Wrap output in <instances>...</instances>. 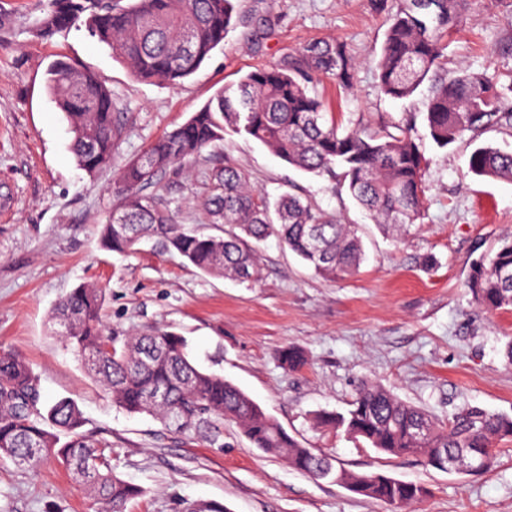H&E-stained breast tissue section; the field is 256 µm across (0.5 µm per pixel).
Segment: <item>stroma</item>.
Masks as SVG:
<instances>
[{
    "mask_svg": "<svg viewBox=\"0 0 512 512\" xmlns=\"http://www.w3.org/2000/svg\"><path fill=\"white\" fill-rule=\"evenodd\" d=\"M49 0H0V348L30 363L43 398L66 397L83 414V434L112 446V466L143 496L126 512H186L213 501L229 512H387L384 504L313 479L255 448L233 423L224 443L183 435L114 405L80 359L52 334L51 308L73 288L106 293L102 316L116 335L159 325L185 336L203 368L221 373L298 441L351 471L373 470L425 486L411 512H512V442L495 467L476 475L442 472L415 455L390 457L344 434L312 429L318 410L345 411L359 386L381 384L440 419L467 406L512 415V311L486 313L466 281L472 258L512 234V181L476 176V145L512 144V128L447 148L426 142L425 216L401 242L388 238L337 179L296 170L259 142L234 133L162 174L152 186L179 224L220 235L202 208L212 173L230 162L269 197L289 192L328 216L361 225L366 259L354 275L327 281L277 238L261 246V276L238 282L203 274L179 255L143 242L136 254L106 251L100 226L117 203L119 169L185 122L216 90L294 54L300 43L345 40L359 68L352 91L317 87L337 120L370 126L424 110L383 95L371 63L387 28L370 0H240L241 23L178 87L135 79L84 26L37 31ZM443 68L483 70L512 81V0H462L448 30ZM91 69L111 90L121 130L112 163L81 170L71 135L46 87L56 58ZM302 351L297 371L283 350ZM0 512H91L71 475L45 463L35 473L0 458Z\"/></svg>",
    "mask_w": 512,
    "mask_h": 512,
    "instance_id": "35a3bbf8",
    "label": "stroma"
}]
</instances>
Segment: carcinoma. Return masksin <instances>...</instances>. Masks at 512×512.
Wrapping results in <instances>:
<instances>
[{"label":"carcinoma","mask_w":512,"mask_h":512,"mask_svg":"<svg viewBox=\"0 0 512 512\" xmlns=\"http://www.w3.org/2000/svg\"><path fill=\"white\" fill-rule=\"evenodd\" d=\"M372 6L387 15L388 24L380 52L372 57L378 86L384 95L404 100L430 82L423 122L425 136L436 146L512 127V113L500 111L512 82L467 68L438 75L443 33L457 18L460 0H403L394 13L388 0H372ZM78 23L112 47L137 79L176 86L223 45L235 25L234 0H132L128 5L122 0H50L39 31L50 36ZM357 66L346 42L316 40L247 73L236 87L217 91L185 123L155 139L121 169L114 184L120 206L101 225L102 247L128 255L143 240L153 239L207 275L254 281L258 245L274 235L325 279L358 271L365 252L357 225L342 224L292 194L272 204L229 162L214 172L205 202L212 223L225 226L222 236L185 229L170 218L158 196L144 193L159 173L224 140L230 129L301 171L334 177L341 170L349 192L372 221L388 237L401 239L423 216L426 159L415 121L407 117L378 130L360 123L344 126L326 111L316 91L323 79L351 89ZM47 88L68 122L77 165L88 174L108 165L119 137L111 91L93 73L62 58L49 66ZM469 167L478 176L512 180V151L479 147ZM467 287L480 309L512 310V234L493 253L472 259ZM103 303V289L80 286L55 306L50 323L112 403L126 412L148 414L186 435L203 432L212 443L223 436L220 424L231 421L254 447L318 479L334 472L348 491L380 501L391 512H402L426 496L424 486L383 472L334 467L330 457L290 436L223 375L196 366L184 337L157 326L123 338L111 335L101 321ZM280 358L290 371L306 363L303 353L291 348ZM312 421L389 456L417 455L444 472L445 450L490 454L495 464L498 442L512 441V415L466 407L444 421L371 381L360 386L346 413L317 412ZM82 425L73 400L44 403L29 363L0 350V457L29 470L58 460L94 512H125L143 490L114 473L106 445L87 439Z\"/></svg>","instance_id":"carcinoma-1"}]
</instances>
